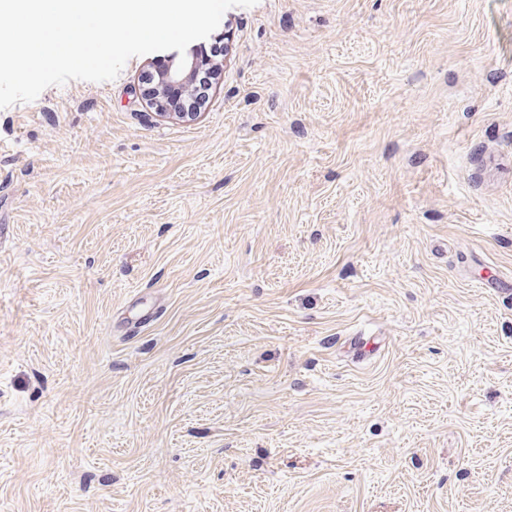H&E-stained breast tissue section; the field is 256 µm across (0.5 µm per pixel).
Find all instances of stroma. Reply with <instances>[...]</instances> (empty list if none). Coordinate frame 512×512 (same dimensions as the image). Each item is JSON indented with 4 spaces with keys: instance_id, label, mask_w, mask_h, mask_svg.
Instances as JSON below:
<instances>
[{
    "instance_id": "stroma-1",
    "label": "stroma",
    "mask_w": 512,
    "mask_h": 512,
    "mask_svg": "<svg viewBox=\"0 0 512 512\" xmlns=\"http://www.w3.org/2000/svg\"><path fill=\"white\" fill-rule=\"evenodd\" d=\"M213 36L0 109V512H512V0ZM180 54L175 53L170 58L167 68L160 75V86L164 89L169 87H183L189 89L198 68L196 56L185 53V67L180 71ZM166 102L169 108L173 109H181L186 112H158L160 116L169 118V117H179V118H194L197 115V112H190V110L195 107L198 103L194 101L193 97L189 93L179 92V91H169L166 93Z\"/></svg>"
}]
</instances>
